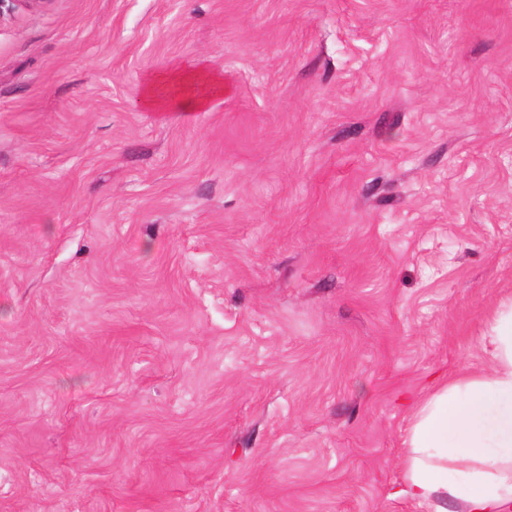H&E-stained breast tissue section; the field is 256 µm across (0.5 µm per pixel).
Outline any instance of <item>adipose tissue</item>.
Returning <instances> with one entry per match:
<instances>
[{
	"instance_id": "obj_1",
	"label": "adipose tissue",
	"mask_w": 512,
	"mask_h": 512,
	"mask_svg": "<svg viewBox=\"0 0 512 512\" xmlns=\"http://www.w3.org/2000/svg\"><path fill=\"white\" fill-rule=\"evenodd\" d=\"M173 81L186 89V110L224 92L220 74L203 67L146 79L143 106L166 110ZM487 340V370L460 375L413 408L399 493L433 512H447L451 501L462 512H512V302L493 314Z\"/></svg>"
}]
</instances>
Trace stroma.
<instances>
[{"instance_id": "1", "label": "stroma", "mask_w": 512, "mask_h": 512, "mask_svg": "<svg viewBox=\"0 0 512 512\" xmlns=\"http://www.w3.org/2000/svg\"><path fill=\"white\" fill-rule=\"evenodd\" d=\"M511 297L512 0L0 20V512H429L411 404ZM172 82L180 83L187 89L184 98L178 103L185 110L202 109L212 97L224 93V81L220 74L202 67L186 74L146 79L142 88V105L151 111L166 110L171 106L166 86Z\"/></svg>"}]
</instances>
